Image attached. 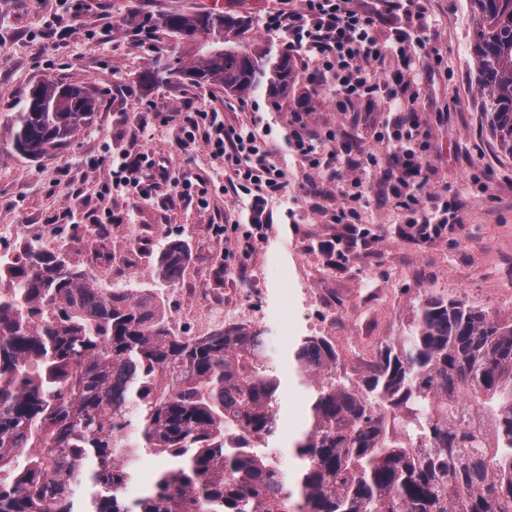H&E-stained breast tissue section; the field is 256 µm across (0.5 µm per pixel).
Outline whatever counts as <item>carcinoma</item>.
<instances>
[{
    "mask_svg": "<svg viewBox=\"0 0 512 512\" xmlns=\"http://www.w3.org/2000/svg\"><path fill=\"white\" fill-rule=\"evenodd\" d=\"M472 55L490 135L512 156V0H470ZM203 25L206 41L192 30ZM157 25L192 42L145 69L244 96L288 93L295 63L248 43V22L211 11ZM94 87L45 80L14 116L15 150L42 159L98 110ZM163 246L157 277H181ZM157 295L102 288L66 251L0 256V512H512V316L431 294L370 376L336 374V350L304 336L309 386L294 481L270 444L281 381L265 332L174 335ZM171 461L128 495L144 451Z\"/></svg>",
    "mask_w": 512,
    "mask_h": 512,
    "instance_id": "1",
    "label": "carcinoma"
}]
</instances>
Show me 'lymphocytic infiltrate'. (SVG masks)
Wrapping results in <instances>:
<instances>
[{"instance_id":"obj_1","label":"lymphocytic infiltrate","mask_w":512,"mask_h":512,"mask_svg":"<svg viewBox=\"0 0 512 512\" xmlns=\"http://www.w3.org/2000/svg\"><path fill=\"white\" fill-rule=\"evenodd\" d=\"M282 5L263 19L266 32L279 36L289 53L313 64L308 80H330L336 93L337 111L363 104L374 106L385 99L394 119L384 140L394 155L398 186L393 193L396 208L415 213L407 224L406 237L430 243L447 237L453 226L448 218L424 207L422 198L433 170L427 154V133L418 116V96L412 89L417 61L427 54L431 26L422 0H281ZM401 10L404 23L391 26L387 35L378 27L385 15ZM241 119L226 121L206 106L186 103L176 114L156 112L162 123L176 122L173 140L176 149L187 152L204 147L217 170L224 174L226 189L244 191L249 198L247 239H261L269 222V199L288 190L287 173L255 120L249 119L250 106L240 102ZM146 126L131 133L127 149L112 163V177L102 195L119 192L133 202L151 200L157 191L168 196L197 201L207 206V180L190 169L173 171L156 163L147 142ZM294 148L310 169H358L375 164V154L365 159L352 157L340 142V135L328 131L317 135L298 127ZM369 181L354 179L342 196L344 205L332 216L333 223L354 232L360 210L371 200Z\"/></svg>"}]
</instances>
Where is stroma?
<instances>
[{"label": "stroma", "instance_id": "stroma-1", "mask_svg": "<svg viewBox=\"0 0 512 512\" xmlns=\"http://www.w3.org/2000/svg\"><path fill=\"white\" fill-rule=\"evenodd\" d=\"M223 9L250 23L253 42L280 50L276 36L264 31L262 18L280 0H223ZM432 26V54L425 56L415 80L419 116L428 132L433 165L429 191L443 194L455 233L430 244L405 237L406 212L387 202L392 188L375 186L378 201L363 212L361 225L374 233L360 241L342 264H335L321 245L334 239L339 227L331 221L344 200L335 176L318 175L293 152V112L304 109L309 131L337 128L373 151L380 167L389 151L379 141L392 114L383 105L337 111L325 87L309 84L296 73L295 86L271 106L266 92L249 95L259 116L271 128V139L284 164L291 187L315 181L313 195L285 216L286 199L270 205L263 237L244 249L248 230L244 196L223 191L224 179L213 170L204 148L175 151V124L153 120V109L175 112L198 97L230 116L235 95L213 84L198 88L174 78L144 87L139 75L158 59L179 49L190 57L192 47L157 28L155 21L170 12H200L211 0H85L70 19L63 37H42L49 15L62 0H0V225L48 224L64 208L73 215L55 226V243L81 263L98 252L80 229L86 224L113 225L109 246L112 274L125 279L129 247L120 225L146 231L139 264L153 280L160 242L181 241L189 250L194 284L203 288H249L256 267L267 268L264 308L256 322L273 339L272 358L281 380L280 415L287 432L275 442L279 462L295 476L299 462L290 451L307 419V391L288 364L293 341L317 333L318 316L307 308L310 292L331 296L342 312L331 343L337 354L356 343L369 359L381 347L403 336L415 308L431 293L463 300L489 314L512 313V158L502 155L483 126V97L477 86L471 43L475 19L470 0H424ZM58 79L94 86L100 107L92 120L65 146L37 161L11 145L14 114L38 81ZM153 134L150 148L173 170L193 169L210 181V205L157 195L132 204L123 196L101 199L109 182L111 162L128 146L139 124ZM238 223L239 234H209L215 224ZM296 318L288 334L280 325L288 311Z\"/></svg>", "mask_w": 512, "mask_h": 512}]
</instances>
